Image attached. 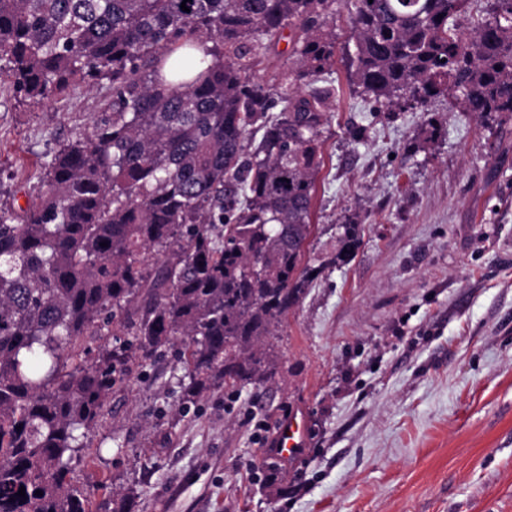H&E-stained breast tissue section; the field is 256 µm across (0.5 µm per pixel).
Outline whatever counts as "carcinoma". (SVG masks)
<instances>
[{
	"label": "carcinoma",
	"instance_id": "cac0c4a2",
	"mask_svg": "<svg viewBox=\"0 0 512 512\" xmlns=\"http://www.w3.org/2000/svg\"><path fill=\"white\" fill-rule=\"evenodd\" d=\"M471 2L0 0L18 100L110 90L92 137L43 163L44 190L19 214L0 206V512H89L68 462L128 375L127 348L147 359L181 339L184 405L276 374L272 339L322 269L303 259L330 90L272 112L253 77L263 39L295 32L286 84L323 73L349 5L362 94L511 115L512 0H487L469 31ZM341 228L346 262L360 230ZM111 324L132 340L87 363Z\"/></svg>",
	"mask_w": 512,
	"mask_h": 512
}]
</instances>
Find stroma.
<instances>
[{"label": "stroma", "instance_id": "obj_1", "mask_svg": "<svg viewBox=\"0 0 512 512\" xmlns=\"http://www.w3.org/2000/svg\"><path fill=\"white\" fill-rule=\"evenodd\" d=\"M336 34L306 253L321 273L273 341L276 375L185 408L177 348L130 362L69 462L91 512H512V115L366 101L346 16ZM291 48L288 30L268 42L256 80L283 91ZM104 94L20 102L0 73L1 204L26 207ZM348 219L360 243L338 263ZM296 410L309 446L285 463L264 441Z\"/></svg>", "mask_w": 512, "mask_h": 512}]
</instances>
